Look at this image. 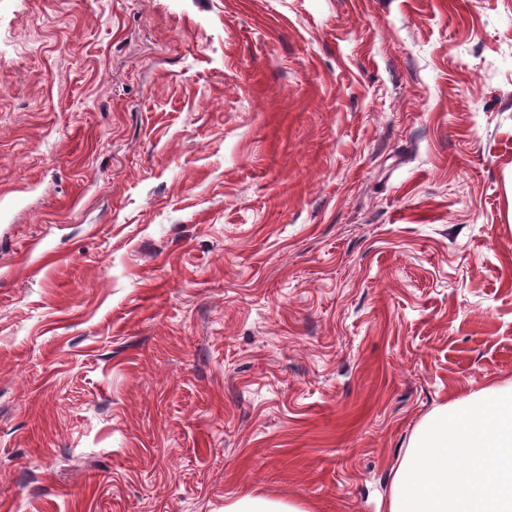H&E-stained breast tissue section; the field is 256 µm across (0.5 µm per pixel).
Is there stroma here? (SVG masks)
<instances>
[{
	"mask_svg": "<svg viewBox=\"0 0 512 512\" xmlns=\"http://www.w3.org/2000/svg\"><path fill=\"white\" fill-rule=\"evenodd\" d=\"M512 383V0H0V512H386ZM224 512H308L302 505L258 494H244L224 502Z\"/></svg>",
	"mask_w": 512,
	"mask_h": 512,
	"instance_id": "obj_1",
	"label": "stroma"
}]
</instances>
